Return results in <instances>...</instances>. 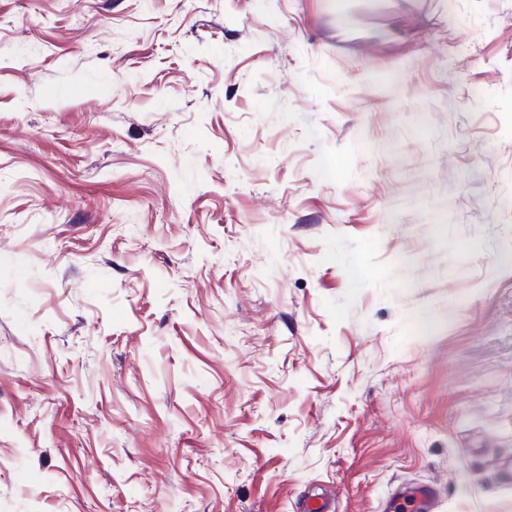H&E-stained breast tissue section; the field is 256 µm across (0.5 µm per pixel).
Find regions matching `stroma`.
<instances>
[{"label": "stroma", "instance_id": "obj_1", "mask_svg": "<svg viewBox=\"0 0 512 512\" xmlns=\"http://www.w3.org/2000/svg\"><path fill=\"white\" fill-rule=\"evenodd\" d=\"M512 512V0H0V512ZM436 500V488L433 485H418L408 490L403 498V502H412L416 509L409 511L433 512Z\"/></svg>", "mask_w": 512, "mask_h": 512}]
</instances>
